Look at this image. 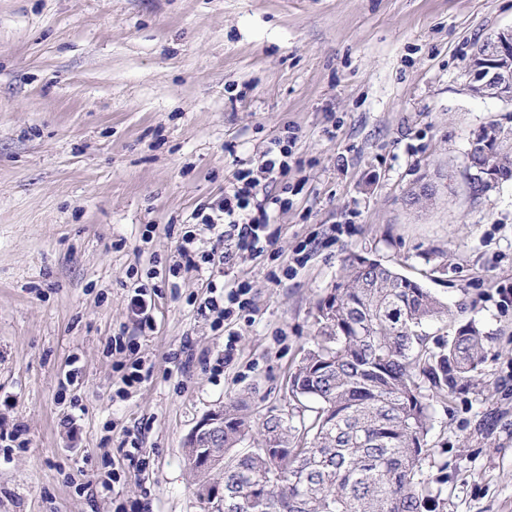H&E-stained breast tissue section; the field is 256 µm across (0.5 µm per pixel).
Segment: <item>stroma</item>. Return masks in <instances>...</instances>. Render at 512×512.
Returning <instances> with one entry per match:
<instances>
[{"instance_id": "35a3bbf8", "label": "stroma", "mask_w": 512, "mask_h": 512, "mask_svg": "<svg viewBox=\"0 0 512 512\" xmlns=\"http://www.w3.org/2000/svg\"><path fill=\"white\" fill-rule=\"evenodd\" d=\"M512 0H0V512H208L184 439L230 400L253 423L288 407L316 303L362 254L464 311L432 327L488 338L475 378L437 404L423 475L432 512H512V179L471 201L469 140L512 102L476 94L477 44ZM292 140L272 250L230 276L253 312L197 311L208 270L171 277L199 205L239 160ZM449 177L406 206L422 175ZM145 284L152 328L128 310ZM124 335L133 350L112 352ZM149 377L119 394L117 364ZM74 419L75 437L63 426ZM139 438L127 457V433ZM113 477L111 490L92 473Z\"/></svg>"}]
</instances>
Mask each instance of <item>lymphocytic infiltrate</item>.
<instances>
[{
    "label": "lymphocytic infiltrate",
    "instance_id": "1",
    "mask_svg": "<svg viewBox=\"0 0 512 512\" xmlns=\"http://www.w3.org/2000/svg\"><path fill=\"white\" fill-rule=\"evenodd\" d=\"M290 147L284 138H273L264 152L259 167L240 162L232 181L220 200L212 205L197 207L191 219L212 238L223 242V252L197 253L192 235H183L178 252L186 270L223 272L236 255L263 256L274 246L277 231L270 221L275 211L286 209L288 201L282 196L260 197L261 180L278 181L288 171ZM244 282L225 281L219 294L204 298L199 306L201 315L215 316L217 321L229 320L237 314L251 312L252 301Z\"/></svg>",
    "mask_w": 512,
    "mask_h": 512
}]
</instances>
